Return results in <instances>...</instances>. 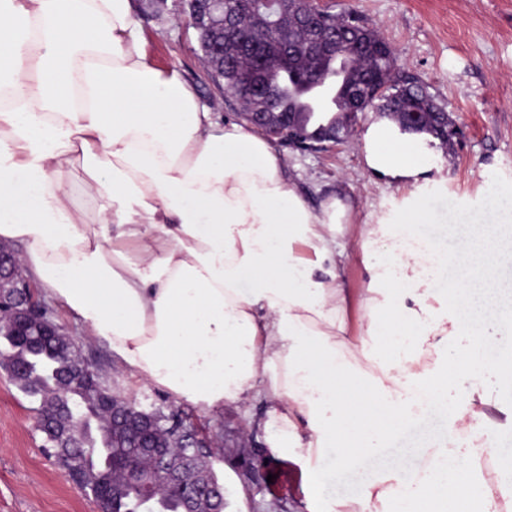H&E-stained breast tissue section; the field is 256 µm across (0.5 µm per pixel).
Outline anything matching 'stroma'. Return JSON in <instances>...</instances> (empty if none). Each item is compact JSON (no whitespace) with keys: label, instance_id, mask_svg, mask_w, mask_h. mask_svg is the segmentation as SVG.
I'll list each match as a JSON object with an SVG mask.
<instances>
[{"label":"stroma","instance_id":"35a3bbf8","mask_svg":"<svg viewBox=\"0 0 512 512\" xmlns=\"http://www.w3.org/2000/svg\"><path fill=\"white\" fill-rule=\"evenodd\" d=\"M146 53L158 68L176 70L201 99L214 108L216 121L239 120L237 100L200 61L195 29L180 0H131ZM335 13L354 11L393 45L397 63L417 74L445 105L460 133L454 153L427 148L430 169L417 185L380 179L364 162L365 134L379 121L372 112L357 115L342 143L324 150L278 144L287 173L312 200L343 188L359 203L357 221L377 223L416 197L430 219L421 236L440 250H452L465 228L459 213L498 222L497 210L512 198V0H331ZM56 323L80 342L113 388L147 407L176 410L207 436L220 452L213 466L226 485L233 512H301L305 480L301 465L270 451L264 426L267 399L203 413L196 405L119 370L107 349L58 302L45 299ZM467 390L448 388L446 406L414 413L404 446L443 439L454 408L466 404ZM37 405L0 371V512H98L91 496L67 480L53 449L35 427ZM401 450L390 448L345 478L329 477L320 508L353 495Z\"/></svg>","mask_w":512,"mask_h":512}]
</instances>
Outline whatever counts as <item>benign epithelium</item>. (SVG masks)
<instances>
[{
	"mask_svg": "<svg viewBox=\"0 0 512 512\" xmlns=\"http://www.w3.org/2000/svg\"><path fill=\"white\" fill-rule=\"evenodd\" d=\"M183 12L197 33L205 37L208 49L200 50L206 67L217 78H224V37L237 33L242 24L238 14L224 12V0H182ZM272 30H285L302 36L301 42L292 44L286 40L269 43L265 36ZM336 20L328 9L315 0H249L248 37L260 60H270L279 71H286L302 87L312 86L317 81L318 71L296 70L298 58L313 56L318 60L336 62L347 68L355 64L354 55L338 50ZM249 96L263 103L265 111L254 112L257 123L269 132V137L282 139L284 117L274 111L273 92L267 81L253 76L241 75ZM388 84L374 82L360 86L350 93L353 106L351 112H339V122L330 121L309 135L303 130H293L288 136V145L296 148L322 149L327 143L337 144L343 140L336 127L349 130L356 113L373 112L376 99L382 97ZM241 113L242 118L250 116ZM0 335L10 336L14 343L9 348L28 346L47 340H57L67 348L69 354L78 352L79 345L67 336L64 329L51 316L45 315L36 303L23 266L15 252L0 246ZM98 370L84 363L73 374L59 378L61 387L69 382L84 380L87 388L94 389ZM99 430L108 432L113 426L137 425L131 438L137 441L134 460L110 461L133 496L144 503H157L164 491L177 489L182 493L183 512H197L201 501L220 502L227 505L224 483L216 478L210 453L202 450L204 444L195 430L180 417L171 416L168 426L160 427L153 413L135 405V400L122 395L108 400L99 394L92 395ZM82 420L66 418L60 420L40 411L35 426L53 437L54 447L81 448L84 445ZM99 464L94 461L82 463L81 468L67 472V476L83 488L90 486L87 475L95 472Z\"/></svg>",
	"mask_w": 512,
	"mask_h": 512,
	"instance_id": "obj_1",
	"label": "benign epithelium"
}]
</instances>
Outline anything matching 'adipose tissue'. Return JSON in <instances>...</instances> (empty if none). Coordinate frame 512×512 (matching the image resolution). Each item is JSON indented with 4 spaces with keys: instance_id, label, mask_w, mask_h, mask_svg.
Instances as JSON below:
<instances>
[{
    "instance_id": "1",
    "label": "adipose tissue",
    "mask_w": 512,
    "mask_h": 512,
    "mask_svg": "<svg viewBox=\"0 0 512 512\" xmlns=\"http://www.w3.org/2000/svg\"><path fill=\"white\" fill-rule=\"evenodd\" d=\"M365 164L417 181L430 166L382 125ZM81 167L94 212L62 176ZM343 193L311 205L271 142L213 120L148 59L130 0H0V241L123 369L204 410L270 400L276 454L301 463L307 508L337 464L375 455L448 387L512 374V304L496 282L511 224L471 221L453 252L417 236L416 202L353 224ZM354 230L366 271L340 267ZM461 278L433 286L437 267ZM470 338L449 353L459 334ZM452 439L409 449L329 512H489L493 482Z\"/></svg>"
}]
</instances>
